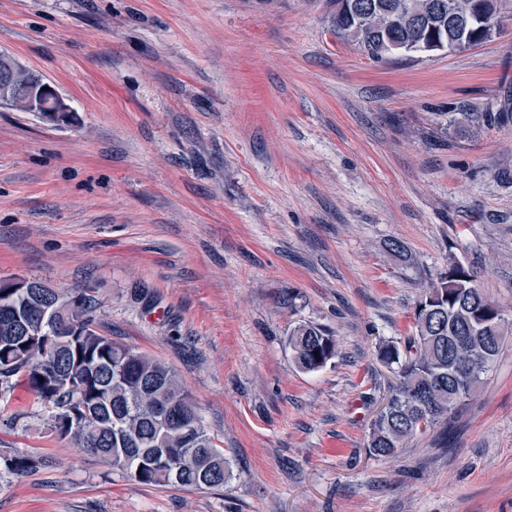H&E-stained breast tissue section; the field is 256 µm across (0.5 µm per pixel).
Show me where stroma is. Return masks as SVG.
<instances>
[{
	"instance_id": "obj_1",
	"label": "stroma",
	"mask_w": 512,
	"mask_h": 512,
	"mask_svg": "<svg viewBox=\"0 0 512 512\" xmlns=\"http://www.w3.org/2000/svg\"><path fill=\"white\" fill-rule=\"evenodd\" d=\"M331 0H0V52L73 124L0 106V277L92 289L113 339L172 366L230 462L147 488L0 392V512H512V336L445 422L389 459L369 424L426 275L458 262L512 314V30L376 63ZM504 116L479 133L451 112ZM416 258L403 268L387 245ZM294 305H287V296ZM336 336L305 373L299 323ZM295 366L302 372H316L331 364L337 356L334 334L320 325L299 323L286 338ZM314 351L319 353L316 360ZM1 460L3 461L4 469L16 476H23L25 473L36 469L41 464L40 456L34 453L16 455Z\"/></svg>"
}]
</instances>
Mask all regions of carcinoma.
<instances>
[{
	"instance_id": "1",
	"label": "carcinoma",
	"mask_w": 512,
	"mask_h": 512,
	"mask_svg": "<svg viewBox=\"0 0 512 512\" xmlns=\"http://www.w3.org/2000/svg\"><path fill=\"white\" fill-rule=\"evenodd\" d=\"M331 30L369 59L397 52L433 55L458 37L456 22L503 10L502 0H357L354 24L334 0ZM89 290L47 288L37 279L0 283V387L24 379L48 416V430L145 487L217 488L230 476L224 449L176 371L112 339ZM412 333L382 341L378 355L397 377L369 428L368 449L391 458L419 433L448 419L493 371L512 318L452 264L428 278L415 302ZM286 345L295 366L316 372L337 356L334 334L300 323ZM41 464L34 453L3 459L22 476Z\"/></svg>"
}]
</instances>
